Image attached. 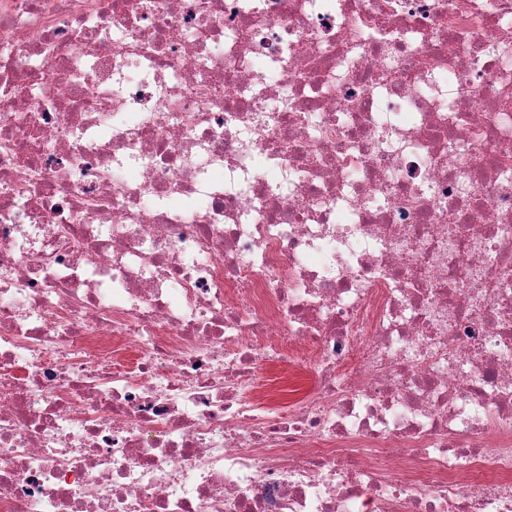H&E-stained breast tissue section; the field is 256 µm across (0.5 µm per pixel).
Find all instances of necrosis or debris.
<instances>
[{
  "mask_svg": "<svg viewBox=\"0 0 512 512\" xmlns=\"http://www.w3.org/2000/svg\"><path fill=\"white\" fill-rule=\"evenodd\" d=\"M0 512H512V0H0Z\"/></svg>",
  "mask_w": 512,
  "mask_h": 512,
  "instance_id": "4bbe7bcc",
  "label": "necrosis or debris"
}]
</instances>
